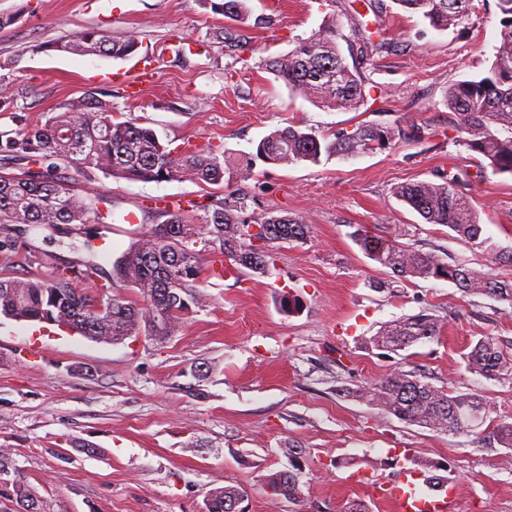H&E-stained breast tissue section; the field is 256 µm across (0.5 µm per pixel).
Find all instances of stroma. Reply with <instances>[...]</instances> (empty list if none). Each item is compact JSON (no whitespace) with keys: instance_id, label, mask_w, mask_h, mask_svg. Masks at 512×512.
<instances>
[{"instance_id":"obj_1","label":"stroma","mask_w":512,"mask_h":512,"mask_svg":"<svg viewBox=\"0 0 512 512\" xmlns=\"http://www.w3.org/2000/svg\"><path fill=\"white\" fill-rule=\"evenodd\" d=\"M266 28L224 19L203 0H0V134L45 123L87 93L124 119L153 127L172 147L215 145L237 161L254 154L270 131L299 123L321 131L362 124L424 126L423 142H397L354 158L271 166L230 176L224 186L190 180L144 183L98 170L75 175L82 194L112 199L113 255L161 218L154 199L206 202L221 190L246 188L258 214L302 218L307 240L275 246L267 275L225 260L220 277L202 276V307L165 342L134 336L100 343L55 326L0 317V448L14 471L0 477V502L13 480L29 486L42 512H205L211 490L233 485L243 512H344L353 500L392 512L371 488L349 482L356 471L394 478L407 457L444 463L457 484L454 512H512V449L490 422L452 436L399 421L346 396L349 388L395 371L435 386L474 393L495 418L512 417V380L466 372L462 355L474 337L512 338V305L466 296L444 280L391 282L388 269L352 240L353 226L396 235L420 250L512 279V266L426 223L398 201L396 186L440 181L462 171L484 234L512 250V176L481 169L448 137L454 115L444 102L457 81L487 74L502 26L496 0H480L470 33L439 31L394 0H376L382 52L352 60L371 88L357 110L341 111L292 93L268 68L309 37L329 15L350 34L354 0H251ZM134 34L125 59L47 50L48 42L93 28ZM199 44L179 51V42ZM153 59L152 89L129 96L120 73ZM135 213L138 222L124 220ZM79 225L18 241L0 252V278L43 279L80 261ZM300 295L303 309L279 299ZM427 312L444 330L434 340L393 354L368 350L366 337L402 316ZM205 375H195L196 366ZM306 451L299 502L271 499L269 471L288 468V448Z\"/></svg>"}]
</instances>
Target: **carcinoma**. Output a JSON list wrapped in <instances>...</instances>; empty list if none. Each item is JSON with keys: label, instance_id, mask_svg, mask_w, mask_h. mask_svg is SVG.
I'll use <instances>...</instances> for the list:
<instances>
[{"label": "carcinoma", "instance_id": "obj_1", "mask_svg": "<svg viewBox=\"0 0 512 512\" xmlns=\"http://www.w3.org/2000/svg\"><path fill=\"white\" fill-rule=\"evenodd\" d=\"M213 11L231 22L256 27L269 18L252 16L249 0H208ZM404 10L421 15L437 30L468 29L473 0H395ZM503 31L494 46L488 73L465 78L448 88L445 102L458 121L455 139L479 156L494 174L512 175V0H497ZM361 50L384 45L379 29L363 21L353 28ZM344 38L336 18L323 20L318 30L301 38L287 54L271 61L269 69L295 93L329 107L350 111L364 99L365 80L350 68L338 40ZM134 35L117 36L109 29H90L71 39H60L47 48L71 54L122 59L138 48ZM423 128L413 124L384 126L365 124L353 132L324 134L311 127L289 125L270 131L256 146L255 158L267 165L318 163L322 156L354 157L387 149L397 141H417ZM4 159L20 164L36 162L19 174L0 176V224L24 225L27 234L54 229L60 224H106L112 219V200L96 194L83 196L67 178L57 174L55 160L76 172L98 169L116 179L166 182L188 179L210 186L224 185L230 170L224 152L214 146L175 151L150 126L120 121L109 105L89 93L64 106L43 125H25L15 135L0 139ZM459 176L450 173L442 181H417L394 188V196L417 212L428 224H441L471 247L485 248L500 263L512 265V252L500 251L483 237V227L471 201L459 190ZM253 196L236 189L227 196L210 198L203 214L189 219L178 202L164 199L158 212L165 220L139 236L117 259L100 257L94 235L82 243L86 256L79 262L91 277L105 281L119 277L138 290L144 303L103 299L94 292L75 288L77 267L56 272L46 279L0 278V314L18 321L65 325L99 342L117 344L132 336L150 335L163 342L177 332L186 315L202 304L198 288L203 272L201 253L210 256L212 275L224 274V258L260 275L268 272L269 249L276 244L301 241L309 233L302 220L271 212H250ZM260 227L264 245L251 244L249 226ZM352 237L368 257L400 280L442 279L464 295H486L512 305V280L449 263L432 253L400 247L383 236L358 227ZM111 264L106 269L105 264ZM441 324L432 315L417 314L392 320L365 340L366 347L399 353L432 339ZM466 369L489 380L512 379V341L481 336L463 354ZM351 394L404 422L451 435H467L488 417V402L474 394L450 391L405 371L393 372ZM500 445L512 448V421L501 419L493 428ZM305 450L288 448L289 467L264 476V487L275 499L301 496L300 474ZM13 512H41L28 486L15 481ZM242 499L231 485L210 492L206 512H236Z\"/></svg>", "mask_w": 512, "mask_h": 512}]
</instances>
